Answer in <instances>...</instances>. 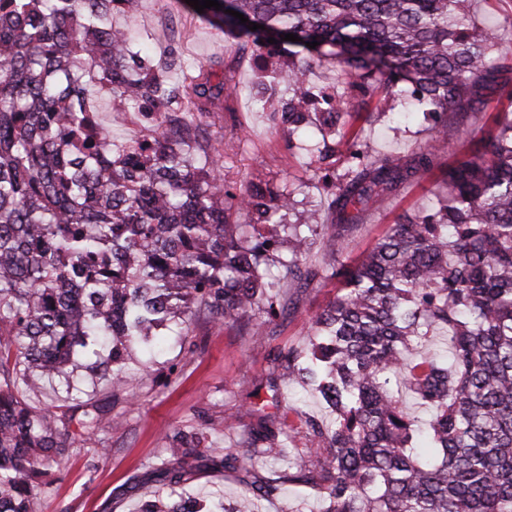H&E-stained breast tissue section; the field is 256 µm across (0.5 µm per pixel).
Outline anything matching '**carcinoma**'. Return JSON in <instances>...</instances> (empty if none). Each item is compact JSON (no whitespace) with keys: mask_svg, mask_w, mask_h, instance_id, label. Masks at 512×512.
<instances>
[{"mask_svg":"<svg viewBox=\"0 0 512 512\" xmlns=\"http://www.w3.org/2000/svg\"><path fill=\"white\" fill-rule=\"evenodd\" d=\"M218 2L202 16L269 73L251 93L285 145L319 123L309 165L331 180L327 211L292 222L295 190L224 183L200 122L238 89L201 64L174 82L179 58L132 51L112 9L134 0H0V512H36L50 486L36 478L72 458L73 416L36 404L35 380L63 378L70 400L78 372L123 391L131 352L154 351L171 325L203 312L265 336L288 312L284 288L328 280L336 298L305 348L273 357L270 387L310 388L331 419L289 426L291 407L272 396L273 418L240 443L280 464L258 477L231 449L181 433L137 512H261L286 483L313 490L320 512H512V52L479 28L472 0ZM325 57L339 87L313 112L310 65ZM496 90L509 106L479 138ZM101 91L139 115L140 135L112 140L89 102ZM375 97L385 111L428 106L431 138L453 130L474 148L447 167L432 208L398 216L349 263L328 230L388 207L437 165L426 147L409 158L372 147L359 122H372ZM338 154L348 166L331 179ZM442 333L448 348L428 347ZM79 408L82 437L119 424ZM204 452L245 485L228 508L175 490Z\"/></svg>","mask_w":512,"mask_h":512,"instance_id":"obj_1","label":"carcinoma"}]
</instances>
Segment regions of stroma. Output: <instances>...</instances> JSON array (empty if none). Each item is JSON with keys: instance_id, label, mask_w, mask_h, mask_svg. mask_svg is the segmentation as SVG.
Returning <instances> with one entry per match:
<instances>
[{"instance_id": "obj_1", "label": "stroma", "mask_w": 512, "mask_h": 512, "mask_svg": "<svg viewBox=\"0 0 512 512\" xmlns=\"http://www.w3.org/2000/svg\"><path fill=\"white\" fill-rule=\"evenodd\" d=\"M113 19L130 28L134 50L148 51L156 61L173 55L183 60V68L170 70L172 81L182 80L184 72L202 64L217 77L239 84L241 94L229 100L217 126L203 129L204 135L217 138L226 184H239L248 174L299 189L307 202L319 204L326 191L321 181L311 180L307 165L308 150L319 141L320 132L307 127L296 136L295 148L289 149L283 133L270 130L248 93L256 71L250 53L196 16L187 0H138L133 11H116ZM93 108L116 141H127L140 130L137 114L116 110L109 94L99 95ZM427 126L422 113H388L372 125L370 136L380 150L402 155L429 144L445 164L463 155L456 136L431 139ZM244 129L249 132L245 138L240 135ZM440 178V170H433L420 183L400 186L391 211H367L348 235L349 256L370 249L397 214L431 207ZM335 296L331 282L306 289L289 286L288 314L275 318L271 335L263 338L242 335L234 327L197 314L188 335L166 337L150 371H142L141 355H133L126 390L115 395L106 384L84 383L93 402L118 418L120 425L95 433L88 442H75V463L56 471L37 512H137L157 489L150 468L177 433L202 432L222 447L235 442L255 426L256 409L271 397L265 378L272 354L305 347L311 317ZM186 488L200 498L221 496L228 502L241 490L232 474L214 466L201 467Z\"/></svg>"}]
</instances>
